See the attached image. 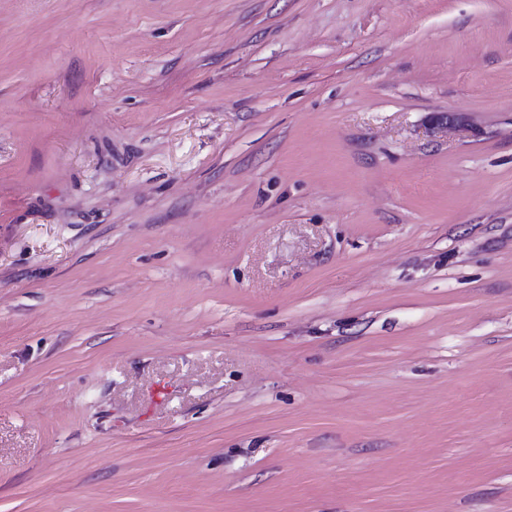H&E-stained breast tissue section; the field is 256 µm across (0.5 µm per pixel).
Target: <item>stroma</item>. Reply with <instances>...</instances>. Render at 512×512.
<instances>
[{
    "label": "stroma",
    "instance_id": "35a3bbf8",
    "mask_svg": "<svg viewBox=\"0 0 512 512\" xmlns=\"http://www.w3.org/2000/svg\"><path fill=\"white\" fill-rule=\"evenodd\" d=\"M0 512H512V0H0Z\"/></svg>",
    "mask_w": 512,
    "mask_h": 512
}]
</instances>
